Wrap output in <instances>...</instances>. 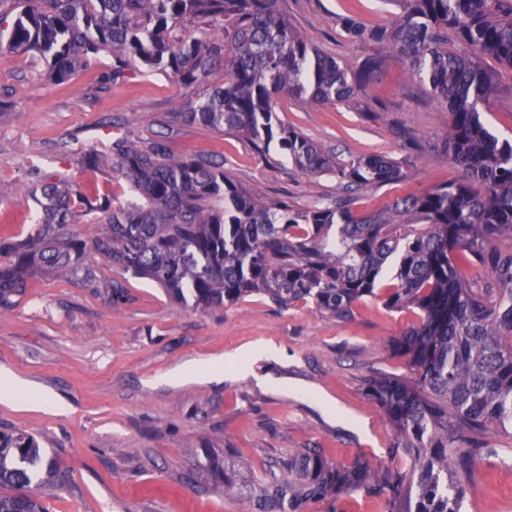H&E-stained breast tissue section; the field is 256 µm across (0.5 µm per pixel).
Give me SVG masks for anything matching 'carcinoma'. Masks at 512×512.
<instances>
[{"mask_svg": "<svg viewBox=\"0 0 512 512\" xmlns=\"http://www.w3.org/2000/svg\"><path fill=\"white\" fill-rule=\"evenodd\" d=\"M389 28L363 29L344 19L370 52L356 71L308 47L278 0H0V51L27 53L65 83L92 64L112 84L163 74L196 92L185 121L240 135L259 153L288 159L303 175L333 172L350 190L403 179L396 162L368 154L337 162L321 146L278 121L273 97L306 103L349 99L381 69L386 47L429 84L449 113L446 150L463 181L410 193L359 216L350 200L295 209L250 192L224 166L171 156L160 143L117 137L108 153L78 164L112 171L136 196L127 204L90 201L78 186L45 180L35 231L0 235V311L26 293L32 275L64 271L93 287L89 251L184 302L221 307L258 295L280 308L311 302L338 318L356 302L379 298L395 311L418 310L420 322L393 341L415 371L410 384L389 376L365 380L409 458L394 477L368 466L340 470L313 448L297 449V483L262 490L272 506L365 489L391 491V512H460L468 461L457 441L483 449L488 433L512 428V137L486 127L481 108L499 89L485 58L512 68V0H390ZM102 214L91 240L70 225ZM481 271L469 278L466 269ZM58 470L37 438L0 432V512H47L34 483Z\"/></svg>", "mask_w": 512, "mask_h": 512, "instance_id": "cac0c4a2", "label": "carcinoma"}]
</instances>
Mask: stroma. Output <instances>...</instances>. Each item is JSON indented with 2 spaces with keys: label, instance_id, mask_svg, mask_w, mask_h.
Here are the masks:
<instances>
[{
  "label": "stroma",
  "instance_id": "obj_1",
  "mask_svg": "<svg viewBox=\"0 0 512 512\" xmlns=\"http://www.w3.org/2000/svg\"><path fill=\"white\" fill-rule=\"evenodd\" d=\"M280 7L308 45L352 69L367 50L347 35L344 18L367 30L394 19L383 0H281ZM486 64L500 90L485 121L510 137L512 69L491 58ZM103 71L94 65L55 84L31 56L0 52V234L32 229L38 206L30 191L52 173L121 196L117 182L76 163L120 135L221 163L243 188L300 210L342 195L334 175L307 178L291 164L268 161L245 139L175 117L174 101L191 94L171 78L138 75L112 85ZM273 106L284 126L331 155L398 162L403 181L353 192L359 213L466 176L446 155L445 106L394 53L345 103L282 94ZM87 263L97 289L60 272L38 274L18 305L0 311V375L53 403L48 409L0 399V430L37 436L62 476L35 490L49 512H275L260 488L274 477L295 479L287 462L300 448L320 450L340 469L362 463L392 476L405 468V454L393 448L395 429L364 380L414 379L408 358L389 343L418 322L417 312L367 298L339 319L310 303L281 309L259 296L202 309L101 255L89 254ZM114 280L127 289L117 304L105 290ZM218 359L224 367L215 376H176ZM206 444L223 452L224 480L200 469ZM228 479L235 494L224 492ZM298 512H388L387 496L345 491L307 501ZM461 512H512V431L487 439Z\"/></svg>",
  "mask_w": 512,
  "mask_h": 512
}]
</instances>
